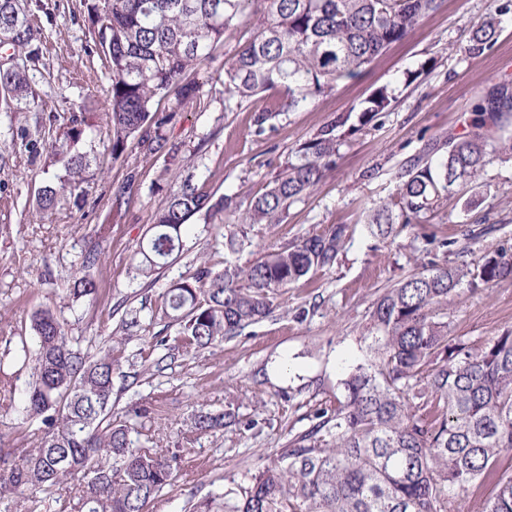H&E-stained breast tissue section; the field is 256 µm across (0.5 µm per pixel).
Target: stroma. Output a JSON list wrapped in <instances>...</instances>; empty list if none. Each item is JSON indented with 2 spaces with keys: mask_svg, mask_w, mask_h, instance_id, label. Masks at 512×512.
<instances>
[{
  "mask_svg": "<svg viewBox=\"0 0 512 512\" xmlns=\"http://www.w3.org/2000/svg\"><path fill=\"white\" fill-rule=\"evenodd\" d=\"M493 5L441 0L437 11L355 77L314 104L281 114L260 136L252 120L266 107L267 95L225 108L224 64L258 20L245 10L194 72L198 97L184 102L162 129L174 156L132 142L113 158L107 125L99 123L77 145L92 158L86 182L64 193L45 218L34 206L39 188L68 177L70 155L55 141L78 105L105 113L112 73L86 0H28L41 33L39 65L0 45V62L25 69L31 87L30 97L0 100V362L24 388L29 371L15 364L10 341L29 335L31 313L45 307L66 320L68 335L84 337L93 349L119 352L114 411L137 402L156 407L144 434L159 451L183 457L174 485L149 512H184L192 496L224 493L232 480L269 463L308 429L318 408L335 404L343 366L367 354L369 313L384 288L425 269L474 268L489 252L512 251V157L502 153L491 156L477 182L423 212L420 223L395 225L385 240L365 226L368 211L395 193L394 175L406 161L428 144L446 149L468 131L479 95L512 83V19L484 53L465 50ZM383 87L394 94L391 105L362 121V103ZM330 123L337 126L336 163L318 189L293 202L282 223H242L299 146ZM187 179L213 200L227 199V207L196 213L180 249L159 273L137 277L139 241ZM125 183L127 201L115 207L113 193ZM230 225L245 240L234 254L224 248ZM341 225L346 236L333 266L314 268L298 284L278 289L271 316L207 349L175 353L164 371L144 365L140 352L154 337L177 334L159 311L172 282L194 276L203 265L216 271L228 262L250 265L271 249ZM90 251L98 254L89 269L99 285L93 301L74 294ZM448 317L450 336L473 343L512 329V278L475 289L460 285L448 299ZM229 406L235 424L187 440L186 422L195 409L221 412Z\"/></svg>",
  "mask_w": 512,
  "mask_h": 512,
  "instance_id": "obj_1",
  "label": "stroma"
}]
</instances>
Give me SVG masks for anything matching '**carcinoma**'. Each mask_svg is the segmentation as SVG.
<instances>
[{
	"label": "carcinoma",
	"instance_id": "cac0c4a2",
	"mask_svg": "<svg viewBox=\"0 0 512 512\" xmlns=\"http://www.w3.org/2000/svg\"><path fill=\"white\" fill-rule=\"evenodd\" d=\"M262 6L259 26L224 69L228 102L272 92L254 113L257 135L283 112H294L352 76L390 44L402 39L439 0H92L89 19L108 59L107 125L112 156L133 139L163 152L161 133L170 115L156 103L173 98L170 111L199 92L185 76L224 41V32L249 6ZM512 0H498L473 28L468 51L493 46ZM0 43L35 62L42 53L38 31L23 0H0ZM26 73L0 67V91L28 94ZM384 87L361 109L371 120L388 109ZM466 135L448 143L436 162L430 153L397 174V192L375 207L368 228L420 213L451 193L458 182L476 181L499 149L488 127L512 116V88L503 84L472 109ZM86 113L72 115L59 148L76 145L93 129ZM296 161L257 197L245 224H279L288 206L314 192L335 164L336 125L323 127L298 149ZM91 159L70 157L69 178L46 185L36 202L52 213L67 189L85 181ZM209 194L183 182L158 209L152 234L135 253V270L149 278L180 248L187 221L211 210ZM345 228L268 252L245 267H208L179 280L163 294L165 313L179 326L174 348L198 352L232 338L272 313L271 295L299 282L314 267L333 264ZM512 277V255L491 252L472 270L448 266L419 272L385 289L370 312L369 355L340 379L336 404L316 410L313 424L293 437L276 459L247 472L224 492V512H455V502L491 486L482 512H512V329L474 345L448 336V296L463 282L486 284ZM33 344L20 337L15 362L30 368L15 407L13 377L0 370L8 403L22 419L42 425L39 444L18 452L0 448V512H42L66 492L74 512H146L172 484L181 457L140 440L137 425L154 410L136 403L112 415V351L95 354L68 336L49 309L30 317ZM233 413L200 408L189 431L205 434Z\"/></svg>",
	"mask_w": 512,
	"mask_h": 512
}]
</instances>
